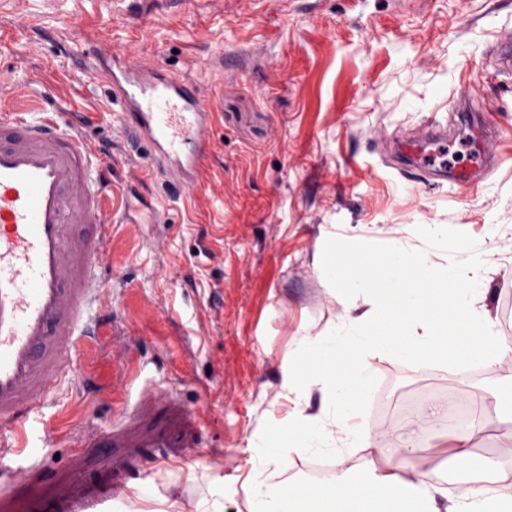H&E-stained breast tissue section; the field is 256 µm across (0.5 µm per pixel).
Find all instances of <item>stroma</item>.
<instances>
[{
	"label": "stroma",
	"mask_w": 512,
	"mask_h": 512,
	"mask_svg": "<svg viewBox=\"0 0 512 512\" xmlns=\"http://www.w3.org/2000/svg\"><path fill=\"white\" fill-rule=\"evenodd\" d=\"M509 29L512 0H0V105L64 114L111 169L119 203L92 306L112 325L37 414L43 462L66 467L84 430L108 429L141 393L172 397L206 423L190 460L223 471L224 512H247V438L271 419L296 340L341 311L317 271L335 237L444 224L478 247L512 225V76L495 74L493 54ZM112 54L130 72L162 65L211 108L197 181L164 170L104 80L89 79ZM479 119L498 131L497 163L475 187L411 176L393 150L430 122L455 134ZM481 274L506 336L512 247ZM375 375L370 415L384 437L358 462L392 470L429 394L467 399L472 451L512 465L491 378L388 361ZM411 465L447 475L452 494L477 479L437 448Z\"/></svg>",
	"instance_id": "obj_1"
}]
</instances>
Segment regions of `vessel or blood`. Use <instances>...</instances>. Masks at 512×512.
Wrapping results in <instances>:
<instances>
[{"instance_id": "b4317fda", "label": "vessel or blood", "mask_w": 512, "mask_h": 512, "mask_svg": "<svg viewBox=\"0 0 512 512\" xmlns=\"http://www.w3.org/2000/svg\"><path fill=\"white\" fill-rule=\"evenodd\" d=\"M102 76L155 153L194 176L209 144L211 109L158 67ZM471 139L477 165L455 173L461 187L489 172L485 125H473ZM447 145L446 131L432 123L398 149L430 160ZM108 188L92 149L53 116L0 113V475L22 485L17 494L0 491V512H186L179 488L161 475L196 478L185 454L201 447L203 421L171 398L141 395L112 428L89 432L66 469L31 461L37 447L29 422L42 398L83 338L107 323L90 319L88 306L109 237ZM148 485L153 494L142 497Z\"/></svg>"}]
</instances>
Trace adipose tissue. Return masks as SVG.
Masks as SVG:
<instances>
[{
  "label": "adipose tissue",
  "mask_w": 512,
  "mask_h": 512,
  "mask_svg": "<svg viewBox=\"0 0 512 512\" xmlns=\"http://www.w3.org/2000/svg\"><path fill=\"white\" fill-rule=\"evenodd\" d=\"M466 247L447 225L418 224L383 250L357 248L319 262L343 295L341 312L328 333L299 337L280 371L285 411L248 443V512H301L307 500L323 512H512V483L496 479L451 496L441 481L406 465L381 472L352 462L374 439L365 405L378 360L493 375L497 417L512 423V374L501 372L512 346L477 305L485 288L459 259ZM406 273L411 281L400 285ZM447 437L459 462L479 474L496 471V461L471 455L468 429L449 430L440 414L419 422L404 451ZM294 457L311 468L329 463L328 476L301 486L275 482Z\"/></svg>",
  "instance_id": "obj_1"
}]
</instances>
